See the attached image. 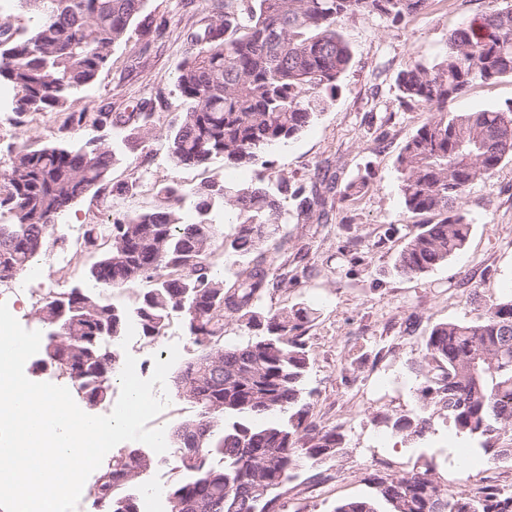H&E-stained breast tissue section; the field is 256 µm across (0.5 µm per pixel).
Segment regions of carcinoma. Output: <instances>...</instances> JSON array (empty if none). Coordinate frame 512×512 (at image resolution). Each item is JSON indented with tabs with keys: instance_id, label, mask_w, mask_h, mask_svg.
Wrapping results in <instances>:
<instances>
[{
	"instance_id": "1",
	"label": "carcinoma",
	"mask_w": 512,
	"mask_h": 512,
	"mask_svg": "<svg viewBox=\"0 0 512 512\" xmlns=\"http://www.w3.org/2000/svg\"><path fill=\"white\" fill-rule=\"evenodd\" d=\"M29 15L18 25L0 16V82L14 91L21 117L64 108L74 92L91 87L138 23L141 35L158 37L164 23L142 14L145 0H16ZM431 0H224L207 21L188 29V47L176 87L183 103L170 125L168 155L176 166L254 169L248 180H211L195 191L197 219L186 222L185 193L170 184L156 192L155 207L88 224L82 247L97 255L86 271L95 285L120 290L135 282L148 288L129 313L85 288L50 291L37 312L82 304L76 332L85 341L67 345L44 363L71 383L82 401L109 396L119 368V341L128 320L154 339L170 318L181 316L194 356L181 375L183 398L196 408L180 424L182 438L201 440L198 464L168 492L167 512H283L277 490L303 468L344 453L337 427L311 420L313 391L306 386L309 354L305 307L268 309L264 298L287 274L277 259L288 253L287 203L296 219L321 221L329 197L317 183L294 184L268 154L310 127L334 101L351 52L345 20L375 14L399 25L423 13ZM479 19L448 32L447 49L434 60H413L397 74L398 99L424 106L432 118L405 142L396 159L406 210L438 220L419 225L396 259L397 272L419 278L448 264L471 233L462 199L475 182L512 161V103L476 112H450L448 101L470 86L512 76V0H489ZM69 112L56 141L23 143L0 169V281L47 255L59 241L55 221L79 200L133 193L137 181L112 182L116 153L90 139L69 143L75 129L122 128L130 150L157 134L147 111ZM371 174L347 183L354 197ZM214 209L232 212L219 226ZM241 262L230 276L216 268V248ZM248 331L224 344L226 320ZM81 368V378L73 377ZM418 409L385 418L406 439L435 431L432 405L447 409L455 432L479 443L492 461H512L498 447L512 433V295L488 305L472 320H448L426 336L419 369ZM152 463L138 448L112 456L90 490L95 512H140L129 489L133 472ZM426 464L402 477L367 478L369 491L343 500L332 512H512V491L487 485L474 495H448Z\"/></svg>"
}]
</instances>
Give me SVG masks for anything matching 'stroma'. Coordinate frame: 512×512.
I'll return each mask as SVG.
<instances>
[{"label":"stroma","mask_w":512,"mask_h":512,"mask_svg":"<svg viewBox=\"0 0 512 512\" xmlns=\"http://www.w3.org/2000/svg\"><path fill=\"white\" fill-rule=\"evenodd\" d=\"M487 3L432 0L426 12L396 26L373 14L345 21L351 62L335 100L298 139L274 155L276 171L288 178L308 182L322 175L337 189L365 170L375 172L362 194L335 201L327 221L289 220L288 235L303 249L299 263L306 266V275L272 290L264 301L269 308L311 309L305 340L311 364L307 386L314 391L312 419L321 427H339L345 438L343 455L300 471L289 483L282 497L286 512H330L337 501L365 494L371 475L399 477L437 459L439 449L473 445L469 438L455 434L440 406L434 409V434L420 443L393 434L382 419L417 407L418 361L423 338L433 325L474 318L485 303L512 293V162L503 163L465 193L462 208L472 231L463 252L419 279L393 269L407 238L428 221L427 216L405 210L394 161L406 140L431 117L426 108L401 105L396 76L411 60L441 55L449 31L482 14ZM206 7L207 0H146V12L165 23L163 36L154 39L131 32L128 42L113 48L96 83L79 92L70 109L128 112L148 99L160 125H167L182 109L175 82L187 48L184 33L206 17ZM508 103H512V77L505 76L469 87L449 102L448 109L475 112ZM66 112H32L19 125L12 109L0 107V165L18 143L53 141ZM91 137L116 147L113 180L133 178L138 188L132 197L112 206L96 199L79 202L56 221L55 235L63 241L68 270H59L55 261L46 258L41 262L42 283L27 288L0 283V296L29 331L49 332L35 314L44 287L63 291L85 284L92 262L80 246L86 225L110 223L116 210L151 209L158 184L175 183L189 194L228 174L220 160L205 168L174 165L161 135L132 153L119 148L108 128L88 127L71 135L76 143ZM299 263L288 260L285 272H294ZM173 343L180 356L172 361L166 377L169 403L150 422L168 434L196 414L175 386L193 355L191 340L181 320L174 318L156 339L138 333L128 346L138 376L146 379L155 360L169 359L168 347ZM179 456L177 443L169 442L164 458L133 488L140 497L155 493L154 512H165L168 490L183 477ZM437 475L452 494H472L487 485L512 489V464L482 456L463 474L455 464L439 461Z\"/></svg>","instance_id":"stroma-1"}]
</instances>
